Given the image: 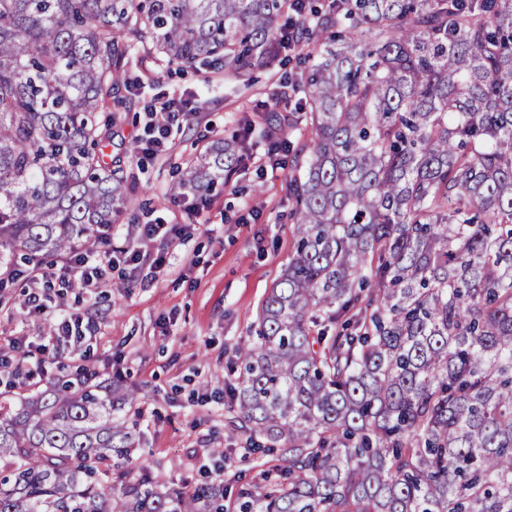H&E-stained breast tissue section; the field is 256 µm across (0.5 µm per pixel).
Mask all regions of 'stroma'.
Masks as SVG:
<instances>
[{
	"label": "stroma",
	"mask_w": 512,
	"mask_h": 512,
	"mask_svg": "<svg viewBox=\"0 0 512 512\" xmlns=\"http://www.w3.org/2000/svg\"><path fill=\"white\" fill-rule=\"evenodd\" d=\"M299 59V52H291L281 65L255 70L244 86L207 65L183 71L145 60L138 49L128 57V71L138 81L117 94L120 120L106 152L135 189L112 226V244H132L139 225L159 217L176 219L183 229L165 243L168 264L154 277L112 271L111 288L97 302L82 304L98 332L81 347L99 379L119 377L139 388L129 412L144 432L136 455L168 484L226 482L268 466L266 459L243 453L214 395L224 390L231 348L254 336L261 305L293 252L287 173L271 169L259 131L269 112L294 111V101L281 100L276 89L283 73L300 71ZM181 95L201 97L205 105L172 134L167 156L133 153L135 142L148 136L147 103ZM249 124L255 134L233 175L212 196L209 224L197 226L168 194L177 165ZM52 331V320L26 314L21 289L0 298V346Z\"/></svg>",
	"instance_id": "1"
}]
</instances>
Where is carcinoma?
Listing matches in <instances>:
<instances>
[{"label":"carcinoma","mask_w":512,"mask_h":512,"mask_svg":"<svg viewBox=\"0 0 512 512\" xmlns=\"http://www.w3.org/2000/svg\"><path fill=\"white\" fill-rule=\"evenodd\" d=\"M290 42L307 134L266 138L294 251L224 382L275 465L169 486L131 455L136 391L48 376L0 393V512H512V0H0V268L105 244L132 49L244 83ZM244 142L171 194L212 193Z\"/></svg>","instance_id":"obj_1"}]
</instances>
